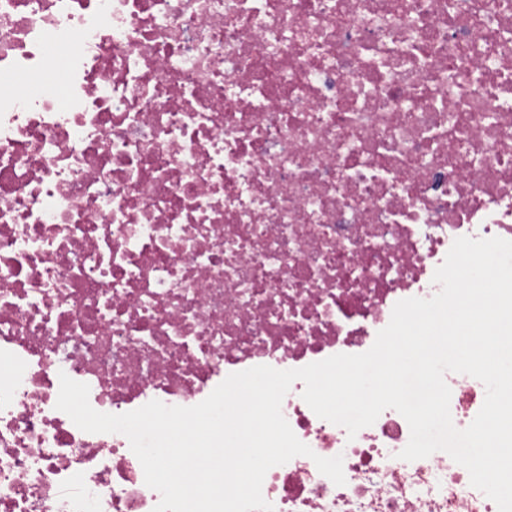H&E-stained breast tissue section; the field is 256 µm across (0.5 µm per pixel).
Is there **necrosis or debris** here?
<instances>
[{"label":"necrosis or debris","instance_id":"4bbe7bcc","mask_svg":"<svg viewBox=\"0 0 512 512\" xmlns=\"http://www.w3.org/2000/svg\"><path fill=\"white\" fill-rule=\"evenodd\" d=\"M61 49L65 101L19 86ZM463 236L512 240V0H0V512L160 501L60 374L121 414L366 352ZM445 381L466 428L485 387ZM303 390L274 512H498L396 410L351 438Z\"/></svg>","mask_w":512,"mask_h":512}]
</instances>
